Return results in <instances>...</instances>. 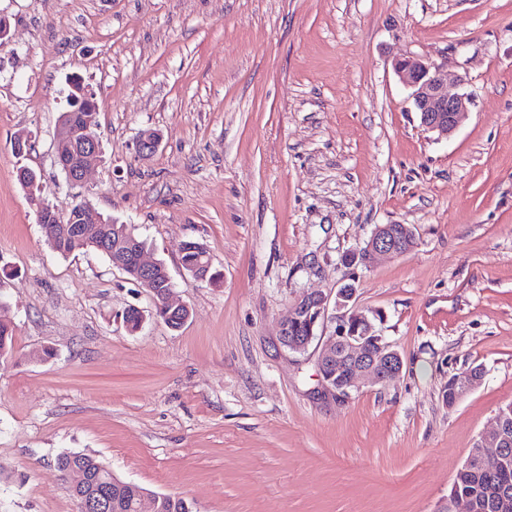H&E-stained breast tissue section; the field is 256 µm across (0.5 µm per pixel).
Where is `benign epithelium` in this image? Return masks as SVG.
Returning <instances> with one entry per match:
<instances>
[{"instance_id": "obj_1", "label": "benign epithelium", "mask_w": 512, "mask_h": 512, "mask_svg": "<svg viewBox=\"0 0 512 512\" xmlns=\"http://www.w3.org/2000/svg\"><path fill=\"white\" fill-rule=\"evenodd\" d=\"M394 70L402 81L412 89V99L420 122L427 130L441 138L451 135L469 111L470 98L466 94H450L448 87L437 73L431 61L405 56L394 62ZM87 112L84 123L75 127L69 113L60 115L54 136V153L61 170L68 180L79 184L87 171L100 161L101 143L93 120L96 106L83 108ZM160 144V134L147 129L140 133L137 142L139 155L154 152ZM109 230L99 210L85 202L68 215L63 226L64 236H73L85 245L103 248ZM416 244V234L407 224H382L374 228L365 246L358 252L343 256L348 265L369 266L380 255L401 256ZM147 249L141 248L132 238L112 240L113 266L126 273L134 270L139 287L145 289L155 300L161 301L170 312L184 314L189 308L171 299L175 284L161 262L146 259ZM357 288L346 284L331 298L321 293H304L288 309L281 321L280 341L287 349L303 354L315 341L321 339L320 328L328 321L335 323L334 331L325 342L318 362L321 391L332 394L340 402L347 401L351 393L360 388L358 375L370 373L375 381L384 383L398 378L403 371V359L385 338L376 333L369 318L350 308ZM307 324L308 335L293 336L291 327L297 323ZM507 411L497 414L496 427L479 437L470 448L464 467L493 465L502 470L512 466V451L505 448L507 441ZM112 504L106 490L93 486L79 502L80 512H109ZM494 512H512V491L500 487L492 500Z\"/></svg>"}]
</instances>
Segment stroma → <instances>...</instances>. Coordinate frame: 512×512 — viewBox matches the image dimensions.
Returning a JSON list of instances; mask_svg holds the SVG:
<instances>
[{
    "instance_id": "35a3bbf8",
    "label": "stroma",
    "mask_w": 512,
    "mask_h": 512,
    "mask_svg": "<svg viewBox=\"0 0 512 512\" xmlns=\"http://www.w3.org/2000/svg\"><path fill=\"white\" fill-rule=\"evenodd\" d=\"M1 15L0 512H77L64 452L192 512H448L512 402V0H0ZM402 56L469 95L452 136L421 126ZM74 76L102 148L80 184L53 149ZM146 129L162 143L142 157ZM83 200L168 266L181 328L101 253L50 247L40 204ZM379 224L410 225L416 248L344 265ZM189 240L218 282L183 270ZM351 281L404 367L339 403L318 392L320 346L287 350L279 324L301 293Z\"/></svg>"
}]
</instances>
